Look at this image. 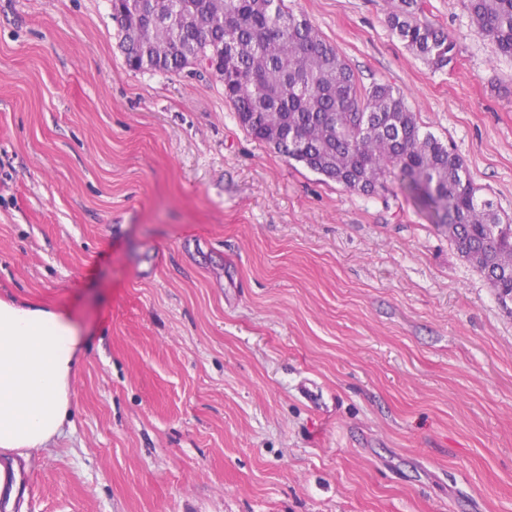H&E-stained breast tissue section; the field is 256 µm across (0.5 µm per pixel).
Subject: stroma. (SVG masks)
Here are the masks:
<instances>
[{"mask_svg": "<svg viewBox=\"0 0 512 512\" xmlns=\"http://www.w3.org/2000/svg\"><path fill=\"white\" fill-rule=\"evenodd\" d=\"M512 223V57L422 0H286ZM111 0H0V298L69 311L60 437L0 512H512V302L396 177L325 180L224 83L131 69ZM418 10L416 0H401V7L388 14L390 30L428 65L437 69L448 66L456 55V38L421 21Z\"/></svg>", "mask_w": 512, "mask_h": 512, "instance_id": "35a3bbf8", "label": "stroma"}]
</instances>
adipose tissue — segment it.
I'll return each instance as SVG.
<instances>
[{
  "mask_svg": "<svg viewBox=\"0 0 512 512\" xmlns=\"http://www.w3.org/2000/svg\"><path fill=\"white\" fill-rule=\"evenodd\" d=\"M85 345L69 314L0 299V455L29 457L62 431Z\"/></svg>",
  "mask_w": 512,
  "mask_h": 512,
  "instance_id": "obj_1",
  "label": "adipose tissue"
}]
</instances>
